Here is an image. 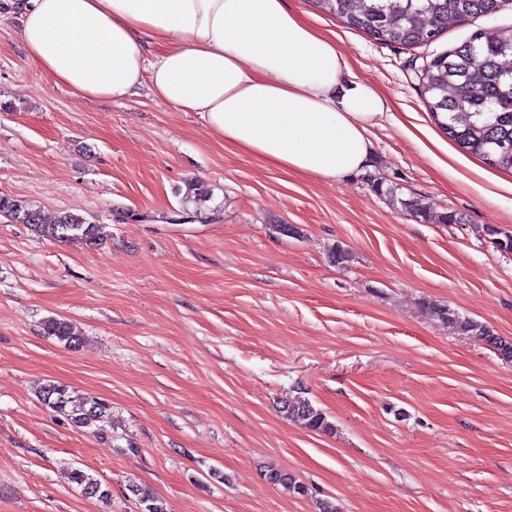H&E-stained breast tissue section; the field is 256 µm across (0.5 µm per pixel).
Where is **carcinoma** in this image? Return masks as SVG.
Returning a JSON list of instances; mask_svg holds the SVG:
<instances>
[{"mask_svg":"<svg viewBox=\"0 0 512 512\" xmlns=\"http://www.w3.org/2000/svg\"><path fill=\"white\" fill-rule=\"evenodd\" d=\"M314 4L379 43L402 46L433 43L450 24L506 9L504 0H314ZM508 58H512V29L480 30L460 46L427 62L420 70L419 82L427 108L448 140L490 167L512 172V68L504 66ZM207 198L209 191L197 182L189 187L185 200L198 211ZM0 216L61 243L94 246L103 240L101 224L71 212L49 221L40 207L7 195H0ZM482 231L500 249L512 251L511 234L492 225L484 226ZM424 306L431 316L455 326L464 335L479 338L503 359L512 361V342L491 334L485 326L460 316L445 304L427 301ZM40 332L70 350L78 349L82 342L73 323L65 318H45ZM39 399L56 415L100 438L109 436L112 430V405L104 399L87 397L54 382L40 387ZM280 412L311 431H334L327 415L301 395L283 400ZM267 479L290 493H308L307 487L279 470H271ZM70 481L89 498L104 502L111 497L108 487L81 469L70 471ZM129 491L136 497L138 512H167L165 503L153 493L134 484Z\"/></svg>","mask_w":512,"mask_h":512,"instance_id":"1","label":"carcinoma"}]
</instances>
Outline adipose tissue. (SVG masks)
I'll return each instance as SVG.
<instances>
[{"label": "adipose tissue", "instance_id": "adipose-tissue-1", "mask_svg": "<svg viewBox=\"0 0 512 512\" xmlns=\"http://www.w3.org/2000/svg\"><path fill=\"white\" fill-rule=\"evenodd\" d=\"M31 60L82 97L148 88L287 173L364 171L381 93L288 0H0Z\"/></svg>", "mask_w": 512, "mask_h": 512}]
</instances>
